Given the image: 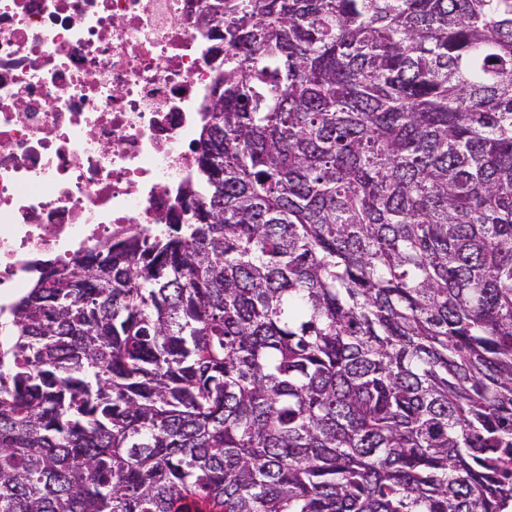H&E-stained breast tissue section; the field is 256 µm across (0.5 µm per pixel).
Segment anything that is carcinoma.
Returning a JSON list of instances; mask_svg holds the SVG:
<instances>
[{
    "label": "carcinoma",
    "instance_id": "obj_1",
    "mask_svg": "<svg viewBox=\"0 0 512 512\" xmlns=\"http://www.w3.org/2000/svg\"><path fill=\"white\" fill-rule=\"evenodd\" d=\"M184 222L11 306L0 512H512V0H209Z\"/></svg>",
    "mask_w": 512,
    "mask_h": 512
}]
</instances>
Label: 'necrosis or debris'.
<instances>
[{
    "label": "necrosis or debris",
    "instance_id": "necrosis-or-debris-1",
    "mask_svg": "<svg viewBox=\"0 0 512 512\" xmlns=\"http://www.w3.org/2000/svg\"><path fill=\"white\" fill-rule=\"evenodd\" d=\"M202 0H0V308L45 263L184 221L221 37Z\"/></svg>",
    "mask_w": 512,
    "mask_h": 512
}]
</instances>
